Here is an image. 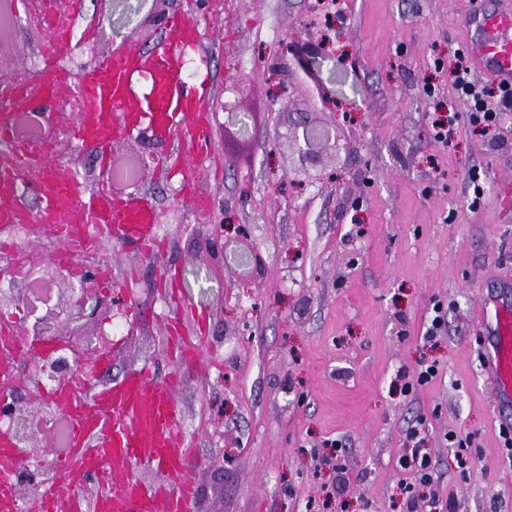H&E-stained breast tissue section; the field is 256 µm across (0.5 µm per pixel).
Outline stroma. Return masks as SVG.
Masks as SVG:
<instances>
[{"instance_id":"1","label":"stroma","mask_w":512,"mask_h":512,"mask_svg":"<svg viewBox=\"0 0 512 512\" xmlns=\"http://www.w3.org/2000/svg\"><path fill=\"white\" fill-rule=\"evenodd\" d=\"M343 57L319 59L322 78L361 113L342 125L350 153L327 159L331 176L295 181V148L272 134L289 113L335 120L296 73L278 88L284 44L321 21L316 0H170L201 30L214 86L213 139L194 150L141 130L115 139L112 164L148 160L134 191L159 214L162 260L130 243L105 246L113 319L86 322L84 338L110 333L96 385L148 366L180 375L178 400L194 449L187 476L198 512H404L396 467L408 427L422 429L454 512H512V459L482 367L484 297H512V112L484 135L448 70L478 38L472 0H343ZM42 43L24 33L0 55V82L27 69ZM254 115L248 141L226 132L225 103ZM457 112L448 145L434 119ZM76 119L56 109L65 165L86 188L100 159L66 135ZM484 198L467 200L470 171ZM222 225V249L213 246ZM447 310L435 343L422 334L433 300ZM437 362L438 377L400 392L397 373ZM469 437L473 466L460 475L442 437Z\"/></svg>"}]
</instances>
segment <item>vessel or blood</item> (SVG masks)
<instances>
[{
  "mask_svg": "<svg viewBox=\"0 0 512 512\" xmlns=\"http://www.w3.org/2000/svg\"><path fill=\"white\" fill-rule=\"evenodd\" d=\"M469 21L481 37L469 46L473 59L483 63L499 82L512 84V9H488L475 0ZM170 26L176 42H158L150 51L138 52L119 45L95 58L78 76L60 65L72 37L62 27L41 50L38 79L0 90V231L28 223L22 187L34 189L42 202L39 222L55 231L62 242L61 259L72 260L70 247L99 249L108 242L130 241L154 251L156 215L146 201L116 198L109 183L85 191L73 177L51 166L49 152L38 156L24 148L16 134L15 106L27 104L35 94L52 99L64 86L76 84L83 107L73 128L81 146L106 154L113 136L144 123L162 134L187 135L191 143L206 144L210 129L203 114L212 88L207 81L185 78L181 42L191 41L195 27L182 16ZM482 320L491 335L486 370L493 380L498 405L512 407V306L493 303ZM44 341H15L0 349V372L12 359L47 351ZM176 379H158L141 371L112 387L83 393L70 384L57 386L52 396L64 402L70 444L57 458V472L65 485L95 477L100 492L89 500L73 493L49 490L35 512H195V485L187 478L193 456L181 429V414L173 391ZM23 463L0 433V512H17L13 472ZM162 468L171 480L142 484L135 470ZM124 472L114 479V469Z\"/></svg>",
  "mask_w": 512,
  "mask_h": 512,
  "instance_id": "1",
  "label": "vessel or blood"
}]
</instances>
